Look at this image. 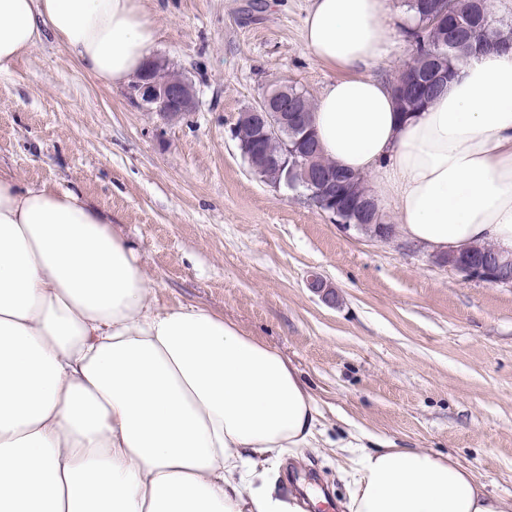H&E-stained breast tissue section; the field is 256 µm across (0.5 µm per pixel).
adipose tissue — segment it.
Instances as JSON below:
<instances>
[{
  "label": "adipose tissue",
  "mask_w": 512,
  "mask_h": 512,
  "mask_svg": "<svg viewBox=\"0 0 512 512\" xmlns=\"http://www.w3.org/2000/svg\"><path fill=\"white\" fill-rule=\"evenodd\" d=\"M386 0H312L307 49L348 70L314 112L322 154L372 177L404 239L435 253L512 251V52L460 65L401 119ZM106 85L157 40L141 0H0V75L45 34ZM319 405L287 360L235 322L161 306L110 215L69 189L0 175V512H302L244 463L311 447ZM346 512H512L449 455L377 442Z\"/></svg>",
  "instance_id": "1"
}]
</instances>
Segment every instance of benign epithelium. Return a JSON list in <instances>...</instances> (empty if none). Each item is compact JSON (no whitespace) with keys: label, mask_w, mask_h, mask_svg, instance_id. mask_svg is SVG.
Returning a JSON list of instances; mask_svg holds the SVG:
<instances>
[{"label":"benign epithelium","mask_w":512,"mask_h":512,"mask_svg":"<svg viewBox=\"0 0 512 512\" xmlns=\"http://www.w3.org/2000/svg\"><path fill=\"white\" fill-rule=\"evenodd\" d=\"M420 8L426 13L429 26L441 27L449 24L451 13L443 6L441 0H421ZM288 81L282 78L273 80L257 104L251 109L254 126L258 129L257 137L265 139L272 132L280 129L291 131L295 135L294 145L287 148L283 155L269 160V166L287 169L284 185L295 187L292 175L304 172L303 186L306 188L308 201L319 212L337 219L338 205L336 196L328 192V186L336 182V176L329 171H313L304 167L302 156L305 146L310 141L312 128L307 113L293 110L288 105ZM129 99L137 103L146 112L158 116L164 124L177 122L190 112L197 104L196 88L192 80L185 78L176 84L160 83L146 75L127 88ZM278 182L270 184L277 189ZM354 222L341 224L345 230L370 233L382 225L379 206L374 201L359 200L350 212ZM431 262L453 272L465 284H486L512 288V253L503 254L487 262L480 258L462 259L458 252H448V261H443L437 254L430 255Z\"/></svg>","instance_id":"1"}]
</instances>
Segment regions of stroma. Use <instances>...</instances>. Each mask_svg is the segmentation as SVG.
<instances>
[{
	"label": "stroma",
	"instance_id": "1",
	"mask_svg": "<svg viewBox=\"0 0 512 512\" xmlns=\"http://www.w3.org/2000/svg\"><path fill=\"white\" fill-rule=\"evenodd\" d=\"M393 79L413 53L386 0ZM154 54L197 88L165 125L43 39L0 75V173L81 192L138 252L160 304L205 307L281 352L323 413L314 447L284 457L328 495L372 438L449 454L512 498V288L465 284L402 237L344 230L305 197L260 181L231 129L277 77L318 98L342 67L306 47L310 0H144ZM321 275L336 300L308 286Z\"/></svg>",
	"mask_w": 512,
	"mask_h": 512
}]
</instances>
